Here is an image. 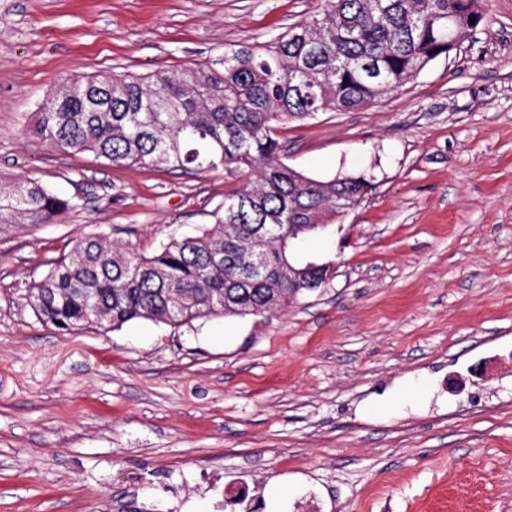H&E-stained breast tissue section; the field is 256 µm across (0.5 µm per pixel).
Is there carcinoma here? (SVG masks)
<instances>
[{
    "label": "carcinoma",
    "mask_w": 512,
    "mask_h": 512,
    "mask_svg": "<svg viewBox=\"0 0 512 512\" xmlns=\"http://www.w3.org/2000/svg\"><path fill=\"white\" fill-rule=\"evenodd\" d=\"M481 0H325L317 15L264 46L227 49L205 70L69 79L32 134L62 152L116 167L210 170L244 177L216 224L143 255L92 235L25 295L34 314L69 332L135 319L187 323L271 312L333 275L303 252L371 190L363 177L319 180L282 160L288 124L349 112L398 90L449 55L480 23ZM454 17L448 23V16ZM69 201L33 179L0 185V231L48 224ZM264 252L281 275H250ZM61 325H56V322Z\"/></svg>",
    "instance_id": "obj_1"
}]
</instances>
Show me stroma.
<instances>
[{"label": "stroma", "mask_w": 512, "mask_h": 512, "mask_svg": "<svg viewBox=\"0 0 512 512\" xmlns=\"http://www.w3.org/2000/svg\"><path fill=\"white\" fill-rule=\"evenodd\" d=\"M323 0H0V182L71 210L0 234V512H512V0L288 165L371 191L281 309L60 334L23 297L71 242L150 254L242 178L63 153L30 132L78 75L206 68Z\"/></svg>", "instance_id": "35a3bbf8"}]
</instances>
